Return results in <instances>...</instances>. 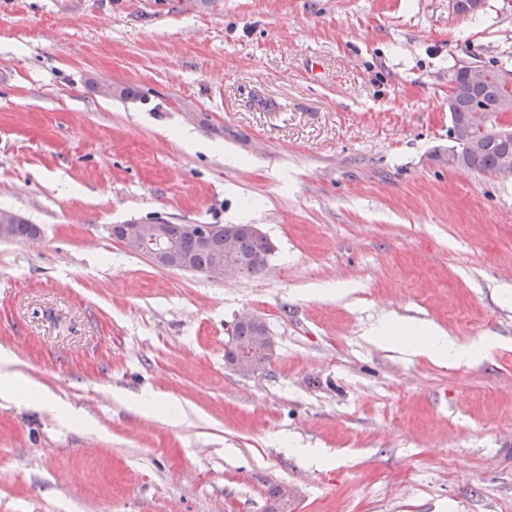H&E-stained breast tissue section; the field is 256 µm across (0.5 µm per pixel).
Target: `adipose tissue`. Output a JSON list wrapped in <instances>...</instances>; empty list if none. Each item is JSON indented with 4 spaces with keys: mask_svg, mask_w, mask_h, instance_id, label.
<instances>
[{
    "mask_svg": "<svg viewBox=\"0 0 512 512\" xmlns=\"http://www.w3.org/2000/svg\"><path fill=\"white\" fill-rule=\"evenodd\" d=\"M373 338L377 341L389 340L390 344L402 345L411 354L423 355L451 366L472 364L482 351L480 345L460 343L445 330L433 325L409 324L403 327L401 336L386 338L377 332ZM16 364L17 358L13 352L0 351V399L22 403L35 401L59 418L69 419V412L52 399L42 385L19 372Z\"/></svg>",
    "mask_w": 512,
    "mask_h": 512,
    "instance_id": "1",
    "label": "adipose tissue"
}]
</instances>
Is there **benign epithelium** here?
<instances>
[{
  "mask_svg": "<svg viewBox=\"0 0 512 512\" xmlns=\"http://www.w3.org/2000/svg\"><path fill=\"white\" fill-rule=\"evenodd\" d=\"M456 70L466 75L468 85L481 82L490 67L480 62H462ZM494 77L501 89L499 106L491 112L481 105H476L471 112L469 122L464 127L449 126L448 136L454 145L448 149L444 163L450 168H459L465 160L479 153L482 140L488 136H504L512 134V124L503 120L512 115V71L499 69ZM118 241L130 250H136L156 266L188 271L190 267L182 256L167 244L165 225L160 222L145 224L134 221L119 226ZM237 252V235L234 231L224 230V258L216 260L203 274L225 280H233L239 276L241 265L233 261ZM275 342L267 328L262 326L260 336L251 345L233 346V355L227 364L242 375L260 373L274 355Z\"/></svg>",
  "mask_w": 512,
  "mask_h": 512,
  "instance_id": "7a95c632",
  "label": "benign epithelium"
}]
</instances>
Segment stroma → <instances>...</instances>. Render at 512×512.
Masks as SVG:
<instances>
[{"label": "stroma", "instance_id": "stroma-1", "mask_svg": "<svg viewBox=\"0 0 512 512\" xmlns=\"http://www.w3.org/2000/svg\"><path fill=\"white\" fill-rule=\"evenodd\" d=\"M462 61L512 69V0H0V209L42 232L0 240V347L82 418L0 401V512H267L284 484L294 512H512V177L443 162ZM152 217L256 225L269 269L112 235ZM246 311L254 376L224 358ZM388 315L488 349L405 355L370 338ZM258 324L262 326L260 336H257L259 333L257 323L238 321L233 327V336L240 344H249L257 336L255 342L251 345L237 346L235 343L232 346L234 353L231 359H225L230 367L242 375L260 373L274 355L275 342L269 329L261 322H258ZM256 352L259 353L261 360L254 357ZM137 408L144 413L162 415L170 419L181 416L180 408L164 394H153L142 398Z\"/></svg>", "mask_w": 512, "mask_h": 512}]
</instances>
